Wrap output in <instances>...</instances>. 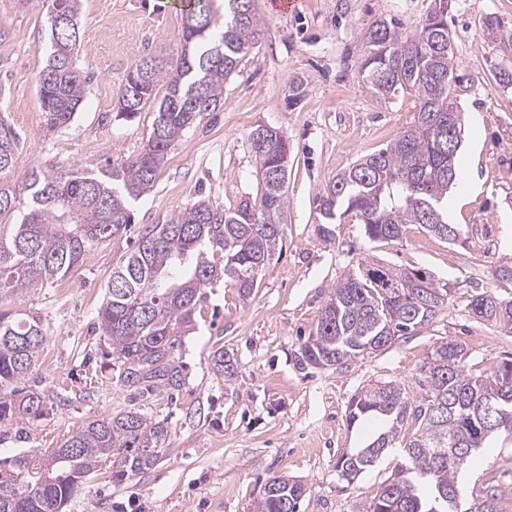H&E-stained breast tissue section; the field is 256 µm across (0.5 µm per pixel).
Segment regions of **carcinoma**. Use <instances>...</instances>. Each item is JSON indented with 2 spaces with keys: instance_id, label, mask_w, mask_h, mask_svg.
Segmentation results:
<instances>
[{
  "instance_id": "1",
  "label": "carcinoma",
  "mask_w": 512,
  "mask_h": 512,
  "mask_svg": "<svg viewBox=\"0 0 512 512\" xmlns=\"http://www.w3.org/2000/svg\"><path fill=\"white\" fill-rule=\"evenodd\" d=\"M420 31L402 35L397 23L378 20L365 33L372 46L361 76L386 96L400 90L418 99L413 121L386 148L336 176L319 205V233L333 235L337 210L362 218L375 241L401 236L406 224H422L434 236L462 237L448 223V190L460 183L458 161L463 113L450 96L454 52L448 48V6L434 0ZM48 61L38 83L46 125H68L84 103L88 77L74 67L80 47L79 0H53ZM260 19L254 0H224L216 19L205 4L192 9L180 48L131 67L116 93L117 116L135 118L146 107L155 116L147 144L137 154L108 158L94 168L56 172L32 167L21 183V137L0 115V422L43 414L44 397L18 383L38 361L46 335L41 319L9 309L4 299L67 276L101 240L133 221V203L149 192L170 150L206 112L224 105V82L258 42ZM163 97H158L160 89ZM456 137L448 153V132ZM260 194L226 211L201 197L165 224L147 229L136 248L112 269L98 328L112 346L117 382L135 392L173 397L182 385L174 330H189L203 290L217 281L247 298L256 278L283 246L288 209V137L258 125L249 134ZM421 281L392 267L350 272L332 288L313 332L302 345V361L314 367L342 365L381 350L383 336H403L429 323L447 302L448 288L418 271ZM473 314L512 326V302L480 295ZM464 345L451 340L435 348L419 368L423 400L415 405L397 383L367 387L347 406L348 426L371 420L378 430L365 445L342 452L341 476L353 481L396 442L403 454L380 495L366 512H455L459 472L500 428H512V359L485 375L469 374ZM501 424L489 425L486 407ZM411 427L414 433L400 438ZM167 419L130 409L84 424L46 459L15 460L17 475L0 472V512H58L90 475L112 460V481L153 467L165 454ZM304 485L270 480L254 512H297ZM504 493L483 489L465 512H500Z\"/></svg>"
}]
</instances>
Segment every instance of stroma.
Instances as JSON below:
<instances>
[{"mask_svg":"<svg viewBox=\"0 0 512 512\" xmlns=\"http://www.w3.org/2000/svg\"><path fill=\"white\" fill-rule=\"evenodd\" d=\"M194 0H82L78 67L89 78L85 102L69 126L49 129L37 78L46 64L52 0H0V113L22 136V168L93 167L146 145L154 114L117 118V89L140 60L179 46ZM434 0H297L281 14L254 0L263 21L257 47L224 85V105L188 130L133 207L134 221L94 247L64 279L11 295L9 307L39 316L41 356L23 380L45 397L40 419L0 424V462L48 454L84 423L142 407L167 418L166 454L150 469L116 483L112 466L90 477L64 512H253L266 483L285 476L304 483L298 512H364L390 476L400 448L353 481L336 469L341 452L360 446L368 426L349 428L351 396L377 382H395L410 399L423 393L416 373L441 343L465 346L467 372L478 375L512 356V329L476 319L471 303L494 294L512 301V282L494 271L512 265V43L487 35L485 18L512 30V0H451L454 50L451 94L464 114V142L480 141L472 166L478 190L460 188L462 206L448 221L464 235L450 243L423 225H405L394 240L370 241L357 212L336 220L335 238L318 233V200L337 174L376 153L412 122L410 95L378 97L360 70L371 51L364 33L381 19L416 33ZM259 124L288 137V224L279 259L261 271L249 298L235 289H207L196 324L176 356L185 380L174 400L138 401L113 377L110 346L95 331L112 269L147 227L206 196L236 209L255 199L258 182L248 135ZM390 265L421 269L448 288L436 317L388 348L338 367L301 362L336 281L349 271ZM227 352L234 373L212 363ZM489 454L463 474L465 494L494 482L512 488V431L487 443Z\"/></svg>","mask_w":512,"mask_h":512,"instance_id":"35a3bbf8","label":"stroma"}]
</instances>
